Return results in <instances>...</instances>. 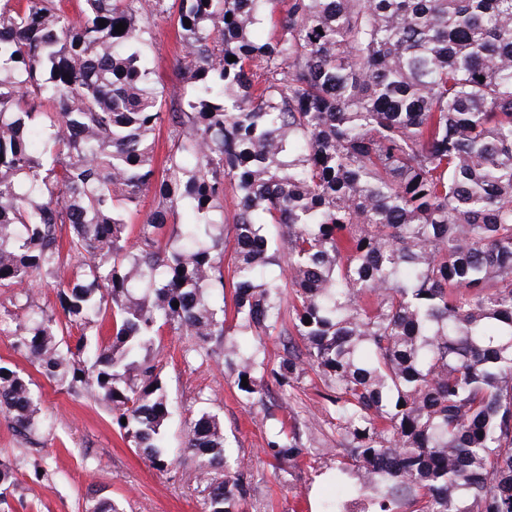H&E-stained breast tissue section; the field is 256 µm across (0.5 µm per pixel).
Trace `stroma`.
Returning <instances> with one entry per match:
<instances>
[{"mask_svg": "<svg viewBox=\"0 0 512 512\" xmlns=\"http://www.w3.org/2000/svg\"><path fill=\"white\" fill-rule=\"evenodd\" d=\"M147 43L157 86L177 89L183 51L176 28L156 19ZM25 320L15 289L0 288V365L29 377L40 401V424L28 436L0 413V461L15 476L0 492V512H90L101 497L112 499L120 512H202L200 483L184 445L192 419L203 409L216 414L232 453L252 475L241 512H318L320 502L335 496L329 470L336 464V428L313 374L288 397L273 386L265 398L277 417L306 424L319 458L316 468L277 473L263 453L270 424L245 405L223 357L185 362V338L163 330L148 351L173 404L164 427L173 463L160 471L120 435L105 402L68 394L30 363L15 344Z\"/></svg>", "mask_w": 512, "mask_h": 512, "instance_id": "1", "label": "stroma"}]
</instances>
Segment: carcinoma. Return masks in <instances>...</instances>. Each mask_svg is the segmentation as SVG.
I'll return each mask as SVG.
<instances>
[{
  "mask_svg": "<svg viewBox=\"0 0 512 512\" xmlns=\"http://www.w3.org/2000/svg\"><path fill=\"white\" fill-rule=\"evenodd\" d=\"M82 2L75 18L0 0V287L27 297L45 276L68 322L106 321L113 340L64 353L63 324L30 305L17 347L105 401L163 470L170 404L142 351L166 327L204 362L232 334L244 398L286 397L309 371L322 384L332 474L353 483L321 512H512V0ZM157 17L184 52L169 96L147 61ZM228 184L226 263L212 214ZM149 194L132 240L123 212ZM185 204L192 222L161 244ZM31 385L0 366V412L23 434L39 426ZM303 437L281 420L263 452L298 468ZM186 451L204 512H239L249 479L216 415Z\"/></svg>",
  "mask_w": 512,
  "mask_h": 512,
  "instance_id": "obj_1",
  "label": "carcinoma"
}]
</instances>
